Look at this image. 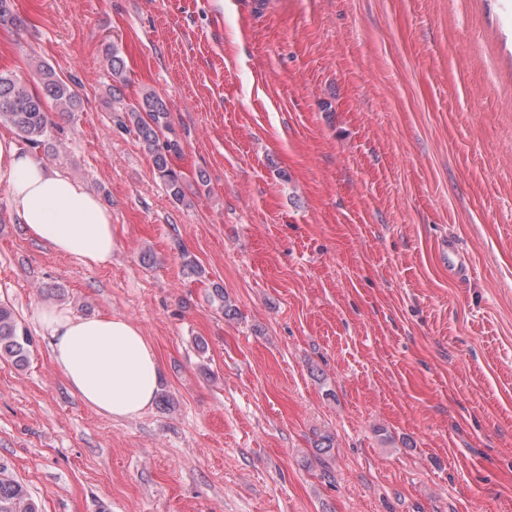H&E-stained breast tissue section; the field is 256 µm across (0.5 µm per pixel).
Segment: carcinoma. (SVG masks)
I'll return each instance as SVG.
<instances>
[{"mask_svg":"<svg viewBox=\"0 0 512 512\" xmlns=\"http://www.w3.org/2000/svg\"><path fill=\"white\" fill-rule=\"evenodd\" d=\"M108 66L112 74V93L126 82V63L117 47L108 51ZM41 90H31L20 79L0 74V124L11 126L17 136L34 148L44 147L51 137V123L45 110V100L55 103L61 113L78 110L79 97L71 84L61 78L46 64L39 65ZM168 106L155 91L142 95L130 106L120 109L119 125L133 128L143 149L151 156L154 172L168 196L177 203L185 201V178L172 167L170 157L180 152L175 139L160 140L159 133L166 125ZM211 303L233 320L238 310L225 295L224 286L212 284L209 291ZM30 339L20 330L12 310L0 304V358L21 366L27 361ZM0 512H40L38 504L29 496L26 487L5 474L0 467Z\"/></svg>","mask_w":512,"mask_h":512,"instance_id":"carcinoma-1","label":"carcinoma"}]
</instances>
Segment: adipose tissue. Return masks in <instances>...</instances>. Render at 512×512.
<instances>
[{"mask_svg": "<svg viewBox=\"0 0 512 512\" xmlns=\"http://www.w3.org/2000/svg\"><path fill=\"white\" fill-rule=\"evenodd\" d=\"M0 188L28 237L86 265H111L119 247L111 212L82 182L50 169L6 133H0ZM33 318L49 340L53 366L86 406L117 421L153 406L161 364L132 321L112 314L85 318L50 304L37 305Z\"/></svg>", "mask_w": 512, "mask_h": 512, "instance_id": "obj_1", "label": "adipose tissue"}]
</instances>
